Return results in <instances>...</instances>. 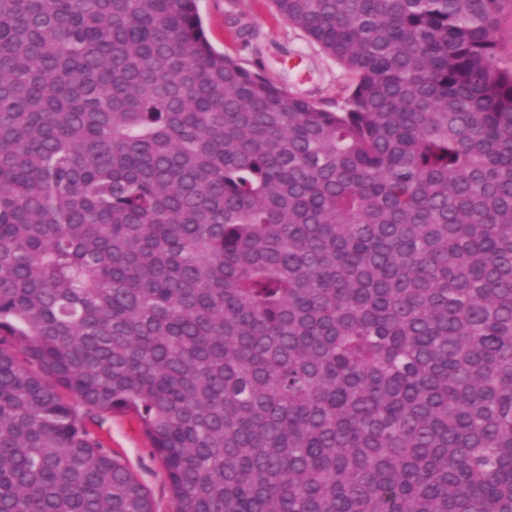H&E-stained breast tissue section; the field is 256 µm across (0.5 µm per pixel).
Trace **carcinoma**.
Here are the masks:
<instances>
[{"label":"carcinoma","instance_id":"cac0c4a2","mask_svg":"<svg viewBox=\"0 0 512 512\" xmlns=\"http://www.w3.org/2000/svg\"><path fill=\"white\" fill-rule=\"evenodd\" d=\"M0 0V512H512V0ZM198 10L214 47L249 69L263 65L266 77L288 91L336 109L347 95V74L319 46L293 27L270 0H198ZM247 27L256 37L245 45L239 29ZM289 53L303 56L301 73L283 67ZM496 38L502 48L500 66L502 68L512 67V15L508 10H505L500 17ZM95 429L149 491L156 512H173L165 472L138 422L130 416L112 415Z\"/></svg>","mask_w":512,"mask_h":512}]
</instances>
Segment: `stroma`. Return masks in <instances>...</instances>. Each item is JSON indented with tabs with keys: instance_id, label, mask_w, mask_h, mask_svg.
<instances>
[{
	"instance_id": "obj_1",
	"label": "stroma",
	"mask_w": 512,
	"mask_h": 512,
	"mask_svg": "<svg viewBox=\"0 0 512 512\" xmlns=\"http://www.w3.org/2000/svg\"><path fill=\"white\" fill-rule=\"evenodd\" d=\"M198 10L214 47L288 91L327 107L342 103L347 74L319 46L293 27L270 0H198ZM99 434L149 491L156 512H173L162 465L138 422L115 415Z\"/></svg>"
}]
</instances>
